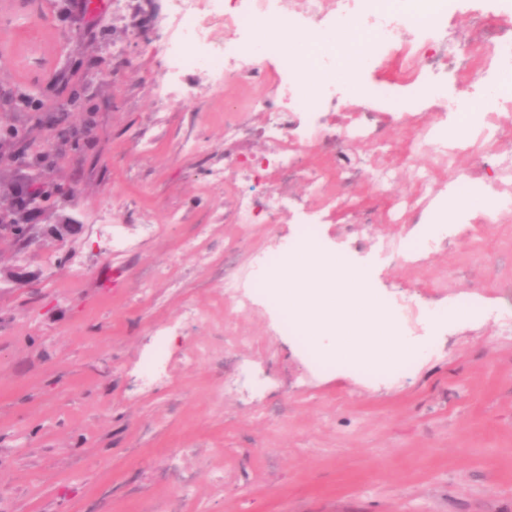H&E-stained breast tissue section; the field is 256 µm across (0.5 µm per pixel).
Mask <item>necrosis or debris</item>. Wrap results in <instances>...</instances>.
<instances>
[{
	"instance_id": "necrosis-or-debris-1",
	"label": "necrosis or debris",
	"mask_w": 512,
	"mask_h": 512,
	"mask_svg": "<svg viewBox=\"0 0 512 512\" xmlns=\"http://www.w3.org/2000/svg\"><path fill=\"white\" fill-rule=\"evenodd\" d=\"M176 4L172 24L179 38L166 48L172 80L159 89L160 99L177 95L175 78L188 69L206 71L218 85L233 78L244 84L270 81L283 86L284 102L262 96L248 104L250 110L267 117L270 155L240 159L244 174L263 177L274 187L298 170L302 149L327 147L340 136L352 142H374L385 128L377 112L342 113L337 134L324 123L326 112L335 109L347 88H360L362 97L382 104L390 101L385 90L359 85L356 75L361 62H354L346 78H339L336 59L345 49L332 42L337 26L355 23L372 38L367 62L379 64L401 56L406 63L403 81L415 85L417 92L436 96L448 85V64L437 57L435 48L447 41L448 15L460 0H296L288 13L281 11L280 0H176ZM217 21L224 25L220 43L213 29ZM260 57L275 59L276 68L269 72L258 66ZM484 70L477 101L454 98L448 113L422 123L415 152L440 166L456 160L458 152L444 136L448 115L471 108L480 115L475 128L477 143L486 145L497 139L501 133L499 111L512 107V36L497 40ZM411 162L408 156L402 160L412 168L414 186L387 207L388 223H409L425 209L430 173L412 167ZM281 210L274 191L263 198L242 191L233 201L232 221L249 232L257 223L273 221ZM270 262L269 253L256 251L247 268L225 274V302L245 311L251 301L242 291L244 284L254 281L256 272Z\"/></svg>"
}]
</instances>
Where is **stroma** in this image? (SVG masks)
I'll use <instances>...</instances> for the list:
<instances>
[{
	"label": "stroma",
	"mask_w": 512,
	"mask_h": 512,
	"mask_svg": "<svg viewBox=\"0 0 512 512\" xmlns=\"http://www.w3.org/2000/svg\"><path fill=\"white\" fill-rule=\"evenodd\" d=\"M171 11L172 0H127L114 20L76 0H0V99L27 88L37 113H67L80 135L51 141L31 110L8 114V128L44 153L47 186L74 195L29 214L42 227L36 244L0 237V512H512V214L442 239L419 265L401 260L405 226H350L341 209L321 225L327 249L371 272L405 336L431 337L428 311L461 296L487 310L387 378L319 367L267 301L225 317V270L255 248L276 252L323 206L297 175L277 188L287 223L244 239L227 222L236 190L262 195L266 184L216 185L212 168L267 143L265 113L249 110L235 114L237 138L225 137V104L274 88H219L191 69L179 96L157 103ZM506 32L512 19L463 8L448 17V48L487 54ZM502 123L495 144L432 175L429 211L449 182L512 160V109ZM189 140L198 152L184 150ZM340 157L355 175L337 194L373 206L367 146L340 140L308 162ZM66 215L85 232L60 230ZM146 219L158 227L149 237ZM203 224L210 237L197 254L185 244ZM109 267L121 276L105 289ZM19 268L27 282L7 283ZM187 306L209 319L180 320ZM228 328L245 344L226 345ZM200 344L208 357L189 362ZM158 351L171 377L149 387L144 368Z\"/></svg>",
	"instance_id": "obj_1"
}]
</instances>
